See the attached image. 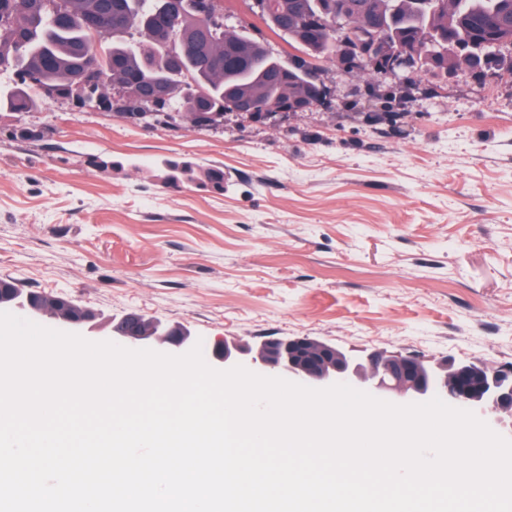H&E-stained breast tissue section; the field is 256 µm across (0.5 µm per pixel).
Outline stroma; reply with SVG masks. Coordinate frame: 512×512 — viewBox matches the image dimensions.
<instances>
[{
  "label": "stroma",
  "mask_w": 512,
  "mask_h": 512,
  "mask_svg": "<svg viewBox=\"0 0 512 512\" xmlns=\"http://www.w3.org/2000/svg\"><path fill=\"white\" fill-rule=\"evenodd\" d=\"M256 10L224 0V22L302 57ZM319 78L325 102L273 126L48 100L21 119L44 130L28 143L0 118V278L91 310L93 342L136 313L209 346L309 336L512 369V77L401 83L324 60ZM167 158L231 184L163 188Z\"/></svg>",
  "instance_id": "1"
}]
</instances>
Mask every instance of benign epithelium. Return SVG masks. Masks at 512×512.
Segmentation results:
<instances>
[{"mask_svg": "<svg viewBox=\"0 0 512 512\" xmlns=\"http://www.w3.org/2000/svg\"><path fill=\"white\" fill-rule=\"evenodd\" d=\"M336 58L342 69L369 67L383 74L410 68L418 51L415 44L390 48L381 39V24L367 20L368 29L355 32L347 18L359 12L358 0H336ZM322 84H317L309 99L258 105L250 100L227 98L224 111L237 115H256L273 122L293 112H303L323 103ZM21 313L31 321H53L72 333L89 330L93 313L69 300L47 294H25L18 288L0 290V304ZM112 342L124 347L150 348L166 344L178 353L193 347L190 333L178 326L169 327L139 314H126L112 320ZM214 358L229 369L244 361L287 380H297L313 388L347 383L371 395L388 400L394 396L410 403L430 400L436 395L453 404H464L487 420L501 412H512V370L473 362H448L370 351L358 358L336 346L310 337L264 340L256 345L214 342Z\"/></svg>", "mask_w": 512, "mask_h": 512, "instance_id": "7a95c632", "label": "benign epithelium"}]
</instances>
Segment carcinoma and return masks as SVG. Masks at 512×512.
Wrapping results in <instances>:
<instances>
[{"label":"carcinoma","instance_id":"1","mask_svg":"<svg viewBox=\"0 0 512 512\" xmlns=\"http://www.w3.org/2000/svg\"><path fill=\"white\" fill-rule=\"evenodd\" d=\"M0 0V72L18 82L0 86V111L30 112L47 99H61L83 110H115L139 123L174 111L198 126L224 121V95L231 90L259 104L286 101L306 82L293 65L273 57L265 44L224 29V7L215 10L205 63L197 61L195 35L203 23L199 0ZM260 21L274 34L281 19L312 14L318 0H256ZM366 11L385 18L390 44L418 42L411 72L434 66L456 71L482 55L512 75V56L492 53L496 22L512 13V0H363ZM336 29L308 28L291 37L314 59L332 58ZM90 56L102 82L81 88L78 72ZM156 82L168 98L152 105L116 99L114 85L144 89ZM165 187L185 184L224 193V169L165 159L157 166Z\"/></svg>","mask_w":512,"mask_h":512}]
</instances>
